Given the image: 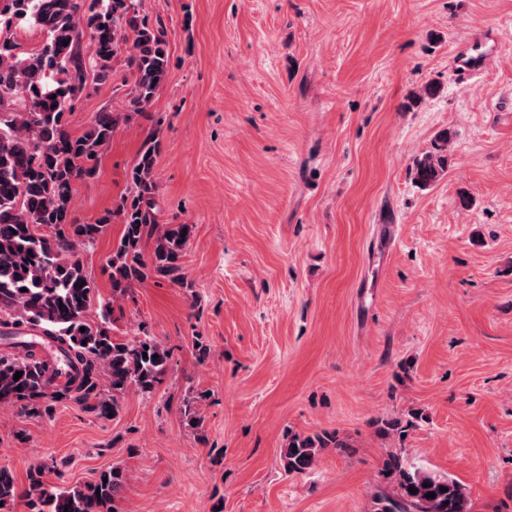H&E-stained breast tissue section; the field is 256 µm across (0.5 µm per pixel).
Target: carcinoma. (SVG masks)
I'll use <instances>...</instances> for the list:
<instances>
[{
  "label": "carcinoma",
  "mask_w": 512,
  "mask_h": 512,
  "mask_svg": "<svg viewBox=\"0 0 512 512\" xmlns=\"http://www.w3.org/2000/svg\"><path fill=\"white\" fill-rule=\"evenodd\" d=\"M19 26L40 34L38 47L20 50ZM1 34L0 336L12 352H0V403L27 418L48 417L61 402L116 417L126 393L148 398L157 391L171 353L145 329L130 340L115 337L112 304L132 297L152 278L185 284L182 256L192 227L159 223L153 170L160 140L154 132L142 143L129 191L116 209L83 224L71 219V202L76 183L96 174L118 124L134 117L152 120L148 109L169 67L163 26L140 14L136 0H0ZM84 37L92 45L87 58L81 53ZM123 51L131 75L129 112H97L84 132L71 133L68 116L89 95V79L106 81ZM438 141L435 151L414 161V180L422 187L447 169L448 132L439 133ZM114 222L122 229L110 262L112 298L94 318L97 286L80 252L93 249ZM151 237L154 248L147 256L142 244ZM411 426V420L392 418L379 432L402 435ZM346 447L334 434H291L282 453L284 468L305 473L322 449ZM385 467L400 494L377 496L375 512H469L457 480L408 469L396 454ZM45 473L43 465L31 468L28 488L21 492L10 468L0 466L3 508L23 497L29 512H118L126 486L122 467L62 489L47 485Z\"/></svg>",
  "instance_id": "cac0c4a2"
}]
</instances>
